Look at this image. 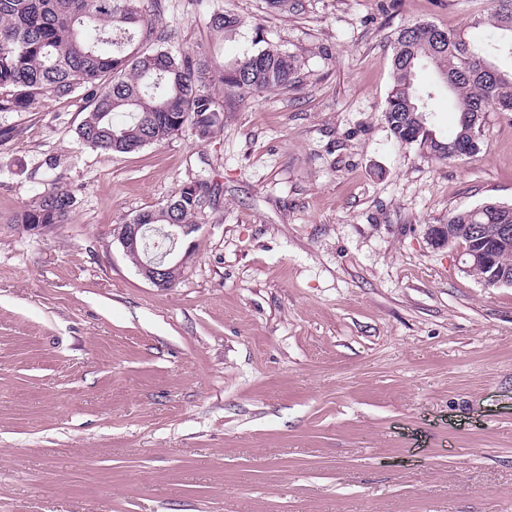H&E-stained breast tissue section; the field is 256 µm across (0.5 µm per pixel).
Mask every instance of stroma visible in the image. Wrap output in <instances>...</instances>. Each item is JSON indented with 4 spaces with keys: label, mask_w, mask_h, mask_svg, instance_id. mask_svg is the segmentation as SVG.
Wrapping results in <instances>:
<instances>
[{
    "label": "stroma",
    "mask_w": 512,
    "mask_h": 512,
    "mask_svg": "<svg viewBox=\"0 0 512 512\" xmlns=\"http://www.w3.org/2000/svg\"><path fill=\"white\" fill-rule=\"evenodd\" d=\"M218 69L264 39L301 81L211 92L224 126L105 154L86 102L0 112V512H512V286L429 226L512 204V112L445 161L383 108L400 29L467 28L490 0H144ZM241 21L235 38L213 10ZM430 126L458 114L431 70ZM220 191L158 288L119 233L198 176ZM75 204L19 213L50 181ZM209 23L212 29L224 38L235 36L240 25L238 18L220 8L212 13ZM73 205L70 192L52 181L50 188L21 212L18 223L27 224V228L33 231L42 230L46 224H61L68 218Z\"/></svg>",
    "instance_id": "1"
}]
</instances>
